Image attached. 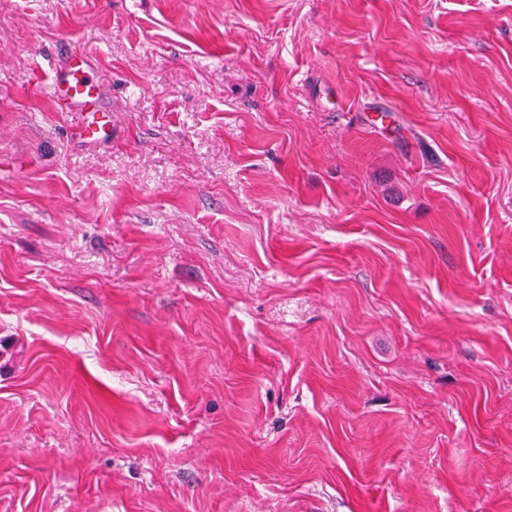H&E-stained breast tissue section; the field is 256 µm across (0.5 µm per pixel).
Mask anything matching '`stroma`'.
Returning a JSON list of instances; mask_svg holds the SVG:
<instances>
[{"label":"stroma","instance_id":"35a3bbf8","mask_svg":"<svg viewBox=\"0 0 512 512\" xmlns=\"http://www.w3.org/2000/svg\"><path fill=\"white\" fill-rule=\"evenodd\" d=\"M0 336V512H512V0H0ZM61 62L52 71L47 91L59 112H72L80 124V134L89 141L105 140L112 131V112L100 102L98 71L90 59L62 44Z\"/></svg>","mask_w":512,"mask_h":512}]
</instances>
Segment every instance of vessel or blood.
<instances>
[{
	"label": "vessel or blood",
	"mask_w": 512,
	"mask_h": 512,
	"mask_svg": "<svg viewBox=\"0 0 512 512\" xmlns=\"http://www.w3.org/2000/svg\"><path fill=\"white\" fill-rule=\"evenodd\" d=\"M58 55L61 62L55 66L47 83L54 107L77 117L85 139L108 138L112 131V114L100 102L97 69L87 56L76 53L69 45H60Z\"/></svg>",
	"instance_id": "1"
}]
</instances>
